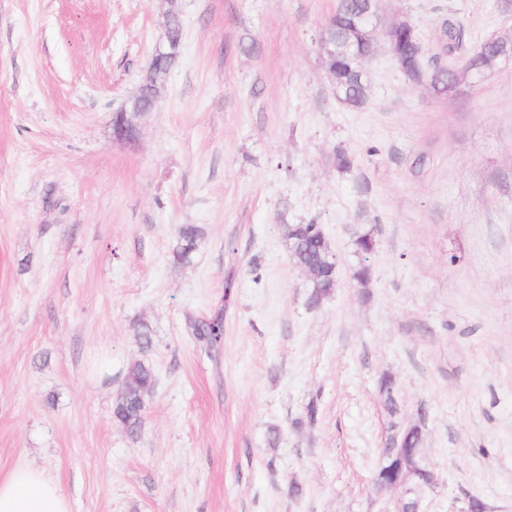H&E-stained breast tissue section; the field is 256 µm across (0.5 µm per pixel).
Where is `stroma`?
<instances>
[{"label":"stroma","instance_id":"stroma-1","mask_svg":"<svg viewBox=\"0 0 512 512\" xmlns=\"http://www.w3.org/2000/svg\"><path fill=\"white\" fill-rule=\"evenodd\" d=\"M336 4L178 0L181 53L128 140L165 0H0V476L38 467L72 512H398L374 478L418 423L420 512H512V58L465 69L512 39V0H378L429 62L464 27L458 86L381 44L358 108L327 75ZM310 222L337 262L316 307L283 231ZM219 309L210 353L187 321ZM134 362L156 384L131 435ZM179 242L174 254L178 261L186 260L196 249L199 230L193 225H186L181 228ZM152 369L141 362L130 364L113 408L114 418L131 434L137 433L143 418L144 397L155 386Z\"/></svg>","mask_w":512,"mask_h":512}]
</instances>
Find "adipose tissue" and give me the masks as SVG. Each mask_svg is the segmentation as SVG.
Here are the masks:
<instances>
[{
    "label": "adipose tissue",
    "mask_w": 512,
    "mask_h": 512,
    "mask_svg": "<svg viewBox=\"0 0 512 512\" xmlns=\"http://www.w3.org/2000/svg\"><path fill=\"white\" fill-rule=\"evenodd\" d=\"M0 512H71L59 483L33 466L0 476Z\"/></svg>",
    "instance_id": "1"
}]
</instances>
